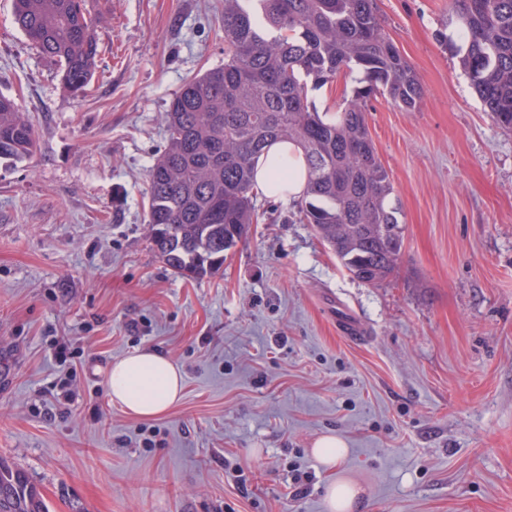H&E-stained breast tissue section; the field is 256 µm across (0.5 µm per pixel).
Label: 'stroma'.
Returning <instances> with one entry per match:
<instances>
[{"label":"stroma","instance_id":"1","mask_svg":"<svg viewBox=\"0 0 512 512\" xmlns=\"http://www.w3.org/2000/svg\"><path fill=\"white\" fill-rule=\"evenodd\" d=\"M377 7L424 97L368 102L403 228L396 273L369 286L299 201L261 194L264 220L215 274L184 279L153 251L147 172L184 82L224 63V0H94L101 63L80 97L0 0V93L38 135L0 161V460L52 512H327L326 434L359 512H512V132L468 84L448 0ZM358 85L309 100L333 114ZM329 293L364 338L337 334ZM139 349L185 376L152 419L106 387Z\"/></svg>","mask_w":512,"mask_h":512}]
</instances>
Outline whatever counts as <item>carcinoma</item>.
Masks as SVG:
<instances>
[{
    "label": "carcinoma",
    "instance_id": "cac0c4a2",
    "mask_svg": "<svg viewBox=\"0 0 512 512\" xmlns=\"http://www.w3.org/2000/svg\"><path fill=\"white\" fill-rule=\"evenodd\" d=\"M17 28L84 95L100 58L90 0H13ZM462 41L459 64L484 110L512 130V0H448ZM358 71L363 86L325 118L309 86ZM388 96L406 110L422 86L385 32L376 0H224V65L186 80L165 113L167 143L148 170L147 223L158 257L201 279L262 218L253 203L255 162L271 144L303 150L300 220L368 285L386 281L402 250L393 186L369 136L367 101ZM37 149L35 124L0 95V160ZM0 512H50L26 474L0 460Z\"/></svg>",
    "mask_w": 512,
    "mask_h": 512
}]
</instances>
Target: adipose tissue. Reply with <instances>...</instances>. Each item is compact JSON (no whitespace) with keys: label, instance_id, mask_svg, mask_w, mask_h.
Returning <instances> with one entry per match:
<instances>
[{"label":"adipose tissue","instance_id":"obj_1","mask_svg":"<svg viewBox=\"0 0 512 512\" xmlns=\"http://www.w3.org/2000/svg\"><path fill=\"white\" fill-rule=\"evenodd\" d=\"M258 189L265 195L300 199L307 179L303 152L295 143L270 146L255 164ZM107 390L113 404L128 415L152 418L178 402L184 390L181 368L165 354L144 349L113 362L107 373Z\"/></svg>","mask_w":512,"mask_h":512}]
</instances>
